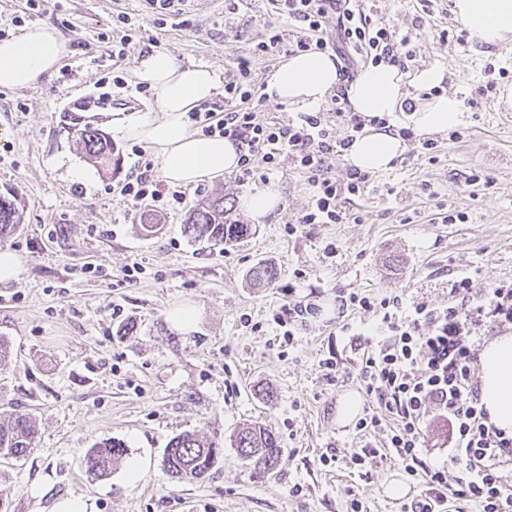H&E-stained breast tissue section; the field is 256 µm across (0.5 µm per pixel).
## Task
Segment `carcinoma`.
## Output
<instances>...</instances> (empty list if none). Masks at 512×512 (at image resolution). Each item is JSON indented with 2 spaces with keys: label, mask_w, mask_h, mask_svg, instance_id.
Wrapping results in <instances>:
<instances>
[{
  "label": "carcinoma",
  "mask_w": 512,
  "mask_h": 512,
  "mask_svg": "<svg viewBox=\"0 0 512 512\" xmlns=\"http://www.w3.org/2000/svg\"><path fill=\"white\" fill-rule=\"evenodd\" d=\"M85 154L111 171L120 169L121 157L116 153L109 136L102 130L86 126L77 130ZM233 207L226 205L224 197L207 198L199 202L186 217L183 229L191 239L211 249L224 250V246L248 236L252 227L232 218ZM21 221L15 203L0 196V238L14 233ZM279 276L272 264H258L248 271L256 285L270 284ZM37 435L35 421L27 414L0 409V456L20 458L32 448ZM234 445L240 456L249 461L255 474L262 476L276 466L281 447L277 437L260 426H247L238 431ZM123 445L105 440L87 450L84 460L87 470L98 477L111 474L113 464L122 456ZM221 447L195 433L175 436L165 449L163 466L169 476L178 482L204 480L215 466Z\"/></svg>",
  "instance_id": "cac0c4a2"
}]
</instances>
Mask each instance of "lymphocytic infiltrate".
I'll list each match as a JSON object with an SVG mask.
<instances>
[{"instance_id": "lymphocytic-infiltrate-1", "label": "lymphocytic infiltrate", "mask_w": 512, "mask_h": 512, "mask_svg": "<svg viewBox=\"0 0 512 512\" xmlns=\"http://www.w3.org/2000/svg\"><path fill=\"white\" fill-rule=\"evenodd\" d=\"M270 2L286 27L268 25L259 40L236 30L234 38L245 49L235 58L233 80L224 84L223 107L193 112L189 118L205 134L235 144L239 181L266 179L285 157L306 176L308 205L289 233L301 224L359 222L348 203L362 194L368 176L352 168L340 180L332 168L365 125L385 126L388 118L365 120L349 110L340 91L331 99L334 123L317 112L268 120L261 115L265 96L252 78V61L284 51H318L335 58L345 84L356 68L367 64L403 65L410 39L374 20L362 0ZM121 193L131 206L150 202L159 210L181 200L144 172L126 180ZM448 294L452 306L441 310L421 302L403 321L395 314L398 298L349 294L350 306L382 309L390 333L388 340L363 353L359 382L370 403L356 427L382 433L383 446L396 451L404 473L421 488L399 504L398 512H468L472 506L477 512H512V435L489 424L479 403L476 336L485 325L512 328V281L495 282L479 293L471 278L461 276L452 281ZM432 416L448 424V459L442 465L424 457V433ZM452 467L458 470L453 480L448 477Z\"/></svg>"}]
</instances>
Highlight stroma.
<instances>
[{
    "label": "stroma",
    "instance_id": "obj_1",
    "mask_svg": "<svg viewBox=\"0 0 512 512\" xmlns=\"http://www.w3.org/2000/svg\"><path fill=\"white\" fill-rule=\"evenodd\" d=\"M224 0L187 9L179 25L144 23L145 0H37L34 24L57 30L69 52L33 88H0V195L14 199L21 214L16 232L0 238L15 252L17 280L0 283V338L13 356L0 366V403L33 416L39 435L19 459L0 458V497L8 512H51L61 498L80 497L88 512H346L358 495L366 512H395L384 493L404 480L399 457L384 450L363 470L349 458L379 447L381 434L358 435L343 422L345 394L359 392L360 345L378 333L379 311L342 307L351 292L400 297L404 310L426 302L450 304L448 282L472 277L477 289L512 280V106L500 94L512 86V36L495 46L440 42L435 30L459 29L451 7L440 0H367L373 18L411 39L406 71L432 64L447 75L441 94L466 101L458 141L433 135L407 142L391 170L369 177L350 207L359 224H309L289 234L306 209L310 187L291 160L266 180L239 182L234 173L184 186L180 205L156 211L131 207L120 193L137 159L160 166L152 150L131 153L130 140L113 138L121 170L96 166L77 143L86 121L63 111L70 99L109 93L96 126L155 105V93H136L134 69L154 49L180 62L203 64L232 77L228 61L241 51L225 19L260 34L270 17L267 0H240L225 16ZM127 13L131 24L120 23ZM125 49L122 87L112 84V53ZM505 75H498V68ZM492 84L488 95L476 89ZM490 177L469 188L470 174ZM275 184L281 201L261 220L240 212L253 233L224 250L191 242L186 214L200 199L224 195L240 202ZM463 214L464 222L445 218ZM153 231H145V224ZM335 243V257L323 254ZM139 264L138 279L123 272ZM260 263L275 264L279 279L258 287L247 278ZM315 304L319 312L296 326L284 343L272 319L282 307ZM189 305L194 328L183 333L169 312ZM123 311L112 317L113 307ZM130 333H123L122 325ZM338 360L337 376L320 363ZM274 393L261 398L259 388ZM249 423L273 431L281 442L277 466L257 476L231 446ZM196 431L221 443L223 453L208 478L175 482L162 466L172 438ZM114 440L125 453L111 475L98 478L84 455ZM338 457L323 462L321 454ZM146 461L141 478L129 482V460ZM301 493H293V486Z\"/></svg>",
    "mask_w": 512,
    "mask_h": 512
}]
</instances>
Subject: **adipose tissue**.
<instances>
[{"mask_svg":"<svg viewBox=\"0 0 512 512\" xmlns=\"http://www.w3.org/2000/svg\"><path fill=\"white\" fill-rule=\"evenodd\" d=\"M458 21L481 43L498 44L512 33V0H454ZM68 52L65 41L48 25L21 29L0 39V88L24 89L37 85ZM139 81L156 94L155 110L117 119L113 131L122 138L145 143L159 156L164 179L189 185L213 180L237 167L235 145L218 136L194 131L188 114L219 90L220 77L209 67L183 64L169 51L152 50L137 63ZM445 78L442 66L415 73L380 64L365 68L349 85L346 96L352 111L371 118H402L416 134L428 137L459 125L464 109L453 95L416 102L405 110L406 88L428 89ZM338 85L336 63L320 52H304L288 58L267 77L268 98L296 110L320 107ZM403 139L366 127L346 153L350 166L367 173L391 169L404 152ZM479 400L490 422L512 433V334L495 337L479 354Z\"/></svg>","mask_w":512,"mask_h":512,"instance_id":"ef3b65f1","label":"adipose tissue"}]
</instances>
